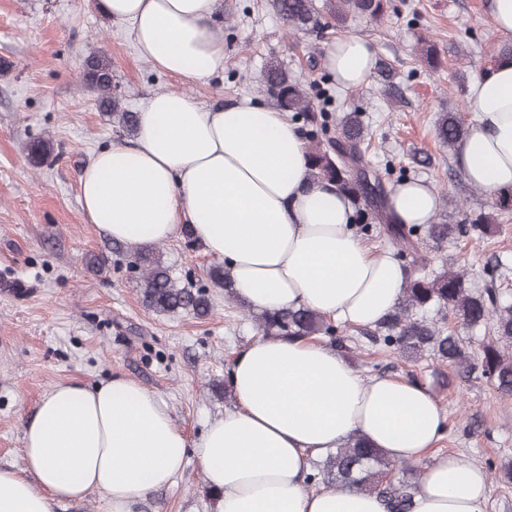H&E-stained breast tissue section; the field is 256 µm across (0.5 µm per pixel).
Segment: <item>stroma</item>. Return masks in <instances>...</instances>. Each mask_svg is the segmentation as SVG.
I'll use <instances>...</instances> for the list:
<instances>
[{"label":"stroma","mask_w":512,"mask_h":512,"mask_svg":"<svg viewBox=\"0 0 512 512\" xmlns=\"http://www.w3.org/2000/svg\"><path fill=\"white\" fill-rule=\"evenodd\" d=\"M486 2L391 0L381 21L354 17L341 29L322 24L293 34L270 0H223L216 27L224 68L188 82L140 57L130 27L105 17L98 0H0V467H23V424L60 382L130 378L154 391L187 439L197 441L231 408L224 385L234 358L258 336L240 304L211 282L217 260L201 243L182 236L160 252L179 284L206 290L209 315L157 313L142 301L130 247L88 222L78 196L81 173L101 147L128 137L81 85L89 53L110 62L112 93L128 112L159 91L186 93L204 108L247 100L270 106L265 70L279 64L315 108H327L330 125L359 113L369 165L387 186L418 180L432 188L440 199L435 223L468 224L493 213L492 233L463 234L439 249L425 238L419 256L429 269L445 261L463 267L473 291L492 288L512 303V212H493L492 197L466 180L453 150L435 135L441 113L471 122L473 79L493 67L501 44L512 42V32L494 26ZM348 36L375 48L393 71L391 84L374 74L356 89L337 85L325 57ZM426 41L436 48L438 67L418 60ZM39 136L53 142L54 156L37 169L26 146ZM426 155L430 164L420 165ZM91 254L106 257L101 273L87 270ZM347 333L359 339L350 358L362 376L413 378L437 399L445 430L435 452L480 466L512 461V398L484 380L439 387L436 374L452 377L451 364L406 362L364 339L361 328ZM217 504L192 458L176 484L134 512H217Z\"/></svg>","instance_id":"obj_1"}]
</instances>
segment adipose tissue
Instances as JSON below:
<instances>
[{"label": "adipose tissue", "instance_id": "obj_1", "mask_svg": "<svg viewBox=\"0 0 512 512\" xmlns=\"http://www.w3.org/2000/svg\"><path fill=\"white\" fill-rule=\"evenodd\" d=\"M99 8L130 24L140 56L164 72L195 81L224 66L213 26L220 0H99ZM374 62L358 37L336 40L326 54L346 89L366 83ZM470 104L477 119L455 162L471 184L508 192L512 63L477 77ZM78 195L90 223L134 248L190 230L257 311L303 306L367 327L402 294L405 271L393 251L367 246L348 198L313 181L295 125L257 103L205 109L183 93L152 95L133 142L101 148ZM437 204L414 180L389 196L399 224L431 223ZM230 386L234 407L192 443L166 403L131 379L56 384L23 426L24 470L0 467V512H52L54 502L92 492L108 512H133L171 486L191 457L219 497L218 512H385L376 495L305 483L314 455L355 434L393 460L424 462L412 512H483L485 470L434 453L445 418L417 383L363 378L320 342L258 338L237 354Z\"/></svg>", "mask_w": 512, "mask_h": 512}]
</instances>
